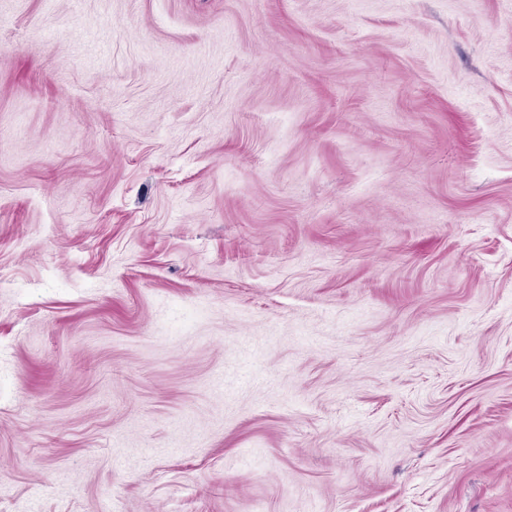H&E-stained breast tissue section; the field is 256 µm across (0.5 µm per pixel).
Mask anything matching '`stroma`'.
<instances>
[{
  "mask_svg": "<svg viewBox=\"0 0 512 512\" xmlns=\"http://www.w3.org/2000/svg\"><path fill=\"white\" fill-rule=\"evenodd\" d=\"M512 512V0H0V512Z\"/></svg>",
  "mask_w": 512,
  "mask_h": 512,
  "instance_id": "stroma-1",
  "label": "stroma"
}]
</instances>
